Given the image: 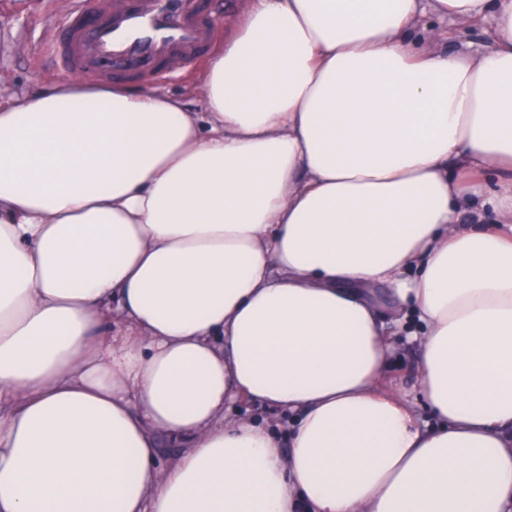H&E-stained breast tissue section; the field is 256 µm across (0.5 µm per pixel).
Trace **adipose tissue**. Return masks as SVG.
<instances>
[{
  "mask_svg": "<svg viewBox=\"0 0 512 512\" xmlns=\"http://www.w3.org/2000/svg\"><path fill=\"white\" fill-rule=\"evenodd\" d=\"M198 89L0 105V512H505L512 0H253ZM423 22L440 29L448 28V32L452 35V39L448 40V50L459 48L464 43L465 48L471 53L477 54L489 44L492 36L491 27L488 23L473 27H462L449 18L444 21L424 18ZM417 358V350L406 341V336L394 338V351L386 370L385 382L390 389L401 390L411 400H416L418 394L415 379ZM227 416H252L263 420L281 433L288 430V417L280 410L263 406L259 402L236 403L231 409L226 410ZM182 442L170 440L166 436H161L158 439V452H157V466L160 470L167 469L170 465L176 462L180 455L184 452L185 448Z\"/></svg>",
  "mask_w": 512,
  "mask_h": 512,
  "instance_id": "adipose-tissue-1",
  "label": "adipose tissue"
}]
</instances>
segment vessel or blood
<instances>
[{
    "mask_svg": "<svg viewBox=\"0 0 512 512\" xmlns=\"http://www.w3.org/2000/svg\"><path fill=\"white\" fill-rule=\"evenodd\" d=\"M62 28L50 47L59 72L91 81L122 70L164 79L167 67L195 59L213 39L203 0H178L169 13L160 0H99L93 14L85 0H69Z\"/></svg>",
    "mask_w": 512,
    "mask_h": 512,
    "instance_id": "obj_1",
    "label": "vessel or blood"
}]
</instances>
